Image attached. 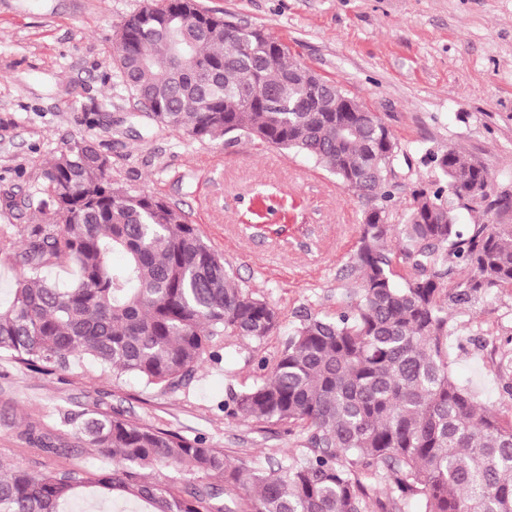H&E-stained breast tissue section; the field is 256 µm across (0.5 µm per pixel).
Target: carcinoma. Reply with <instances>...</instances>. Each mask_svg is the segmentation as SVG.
I'll list each match as a JSON object with an SVG mask.
<instances>
[{"instance_id":"1","label":"carcinoma","mask_w":512,"mask_h":512,"mask_svg":"<svg viewBox=\"0 0 512 512\" xmlns=\"http://www.w3.org/2000/svg\"><path fill=\"white\" fill-rule=\"evenodd\" d=\"M113 61L155 124L199 141L246 137L294 151L377 204L364 212L347 266L355 279L347 310L305 315L260 380L229 389L224 403L235 418L304 436L300 456L254 469L242 484L224 450L94 406L63 421L115 460L112 470L1 472L0 512H67L80 495L131 503L133 512H399L410 501L419 512H512V415L477 403L448 366L449 304L512 288V224L457 223L456 205L488 198L485 167L453 149L426 153L454 193L419 180L407 222L389 223L400 148L388 128L340 111L342 88L292 77L288 46L231 28L198 0L131 14ZM41 180L39 206L52 223L33 227L17 253L0 232V253H14L19 266L0 307V355L44 371L86 358L115 379L172 390L219 359L226 339L259 343L279 328L277 309L249 292L180 211L112 183L95 143L75 142ZM62 258L77 268L65 288L41 276ZM458 262L470 276L449 291ZM400 267L414 271L402 285ZM27 436L40 451L62 449L50 430Z\"/></svg>"}]
</instances>
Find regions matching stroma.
Listing matches in <instances>:
<instances>
[{"mask_svg":"<svg viewBox=\"0 0 512 512\" xmlns=\"http://www.w3.org/2000/svg\"><path fill=\"white\" fill-rule=\"evenodd\" d=\"M146 0H0V228L23 241L51 221L38 209L42 170L77 141L110 160L112 181L163 198L222 253L251 292L281 313L262 342L236 340L178 390L115 381L90 362L45 375L0 355V465L32 473L111 467L89 445L67 455L33 449L28 425L93 403L187 438L204 437L233 465L267 467L299 455L287 426L228 417V389L259 380L304 312L349 303L353 256L367 207L303 155L250 139L197 141L153 124L113 63L116 34ZM204 9L288 44L294 60L377 114L399 142V188L389 221L402 224L417 180H438L427 151L454 148L512 196V0H199ZM448 354L478 403L512 414V373L498 371L512 338V288L451 310Z\"/></svg>","mask_w":512,"mask_h":512,"instance_id":"35a3bbf8","label":"stroma"}]
</instances>
